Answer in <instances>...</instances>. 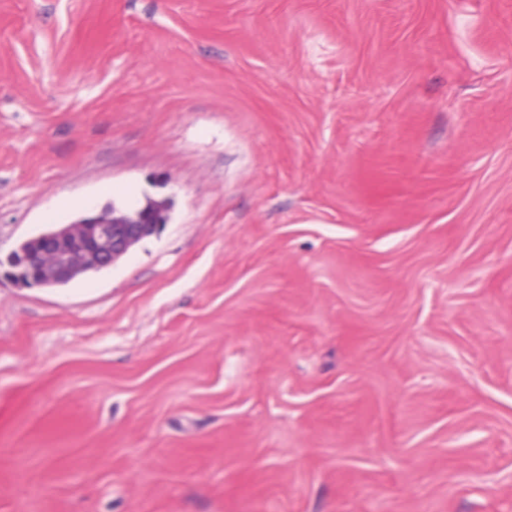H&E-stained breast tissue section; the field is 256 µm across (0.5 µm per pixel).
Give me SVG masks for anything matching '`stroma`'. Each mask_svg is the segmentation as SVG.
<instances>
[{"instance_id": "35a3bbf8", "label": "stroma", "mask_w": 512, "mask_h": 512, "mask_svg": "<svg viewBox=\"0 0 512 512\" xmlns=\"http://www.w3.org/2000/svg\"><path fill=\"white\" fill-rule=\"evenodd\" d=\"M0 512H512V0H0ZM167 207L150 200L140 208L125 211L112 207L86 215L71 224H60L25 241L6 258L5 272L14 281L30 286L56 287L78 275L104 269L134 244L167 223Z\"/></svg>"}]
</instances>
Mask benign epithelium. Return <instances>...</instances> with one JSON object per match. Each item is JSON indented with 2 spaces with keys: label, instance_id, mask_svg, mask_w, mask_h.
<instances>
[{
  "label": "benign epithelium",
  "instance_id": "obj_1",
  "mask_svg": "<svg viewBox=\"0 0 512 512\" xmlns=\"http://www.w3.org/2000/svg\"><path fill=\"white\" fill-rule=\"evenodd\" d=\"M167 223V207L151 200L132 211L116 207L60 224L25 241L6 258V271L14 281L56 287L77 276L104 269L134 244Z\"/></svg>",
  "mask_w": 512,
  "mask_h": 512
}]
</instances>
